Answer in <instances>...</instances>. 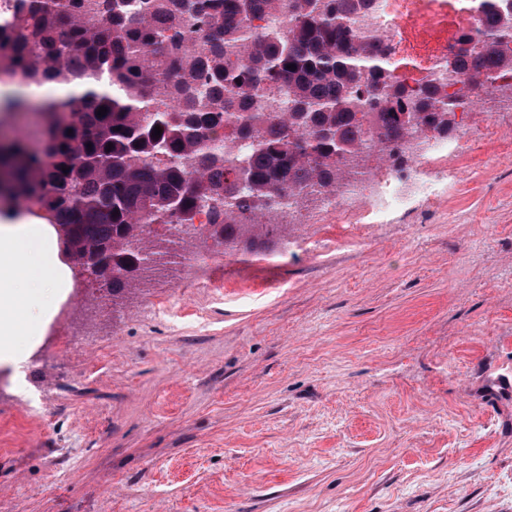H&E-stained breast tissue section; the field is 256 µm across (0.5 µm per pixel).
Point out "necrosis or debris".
Masks as SVG:
<instances>
[{
  "label": "necrosis or debris",
  "instance_id": "1",
  "mask_svg": "<svg viewBox=\"0 0 512 512\" xmlns=\"http://www.w3.org/2000/svg\"><path fill=\"white\" fill-rule=\"evenodd\" d=\"M482 0H371L351 26L357 41H385L391 48L389 65L394 78L407 89L428 84L441 95L457 99V112H471L476 88L458 67L449 65L448 49L461 34L482 29ZM460 149L453 141L423 138L414 151L410 171L396 173L390 167L351 181L343 193L330 197L312 192L311 207L320 213L341 212L350 224L360 225L353 210L357 200H368L378 211L406 205L417 191H428L433 182L447 178L448 163Z\"/></svg>",
  "mask_w": 512,
  "mask_h": 512
}]
</instances>
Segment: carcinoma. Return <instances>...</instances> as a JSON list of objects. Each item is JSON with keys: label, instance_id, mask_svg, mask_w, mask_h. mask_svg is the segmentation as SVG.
Masks as SVG:
<instances>
[{"label": "carcinoma", "instance_id": "carcinoma-1", "mask_svg": "<svg viewBox=\"0 0 512 512\" xmlns=\"http://www.w3.org/2000/svg\"><path fill=\"white\" fill-rule=\"evenodd\" d=\"M15 2L0 26V86L87 92L0 106V121L40 115L36 137L0 142V214L48 216L74 265H112L103 283L114 298L168 253L172 241L152 224L194 235L206 207L208 237L224 253H275L292 216L279 210L286 200L312 186L337 195L370 158L403 171L412 141L452 140L461 128L453 99L393 79L388 45L352 40L351 17L367 0ZM284 8L286 28L276 20ZM483 8V48L452 59L478 87L484 73L512 74L502 48L512 39V0ZM107 73L112 94L101 95L95 86Z\"/></svg>", "mask_w": 512, "mask_h": 512}]
</instances>
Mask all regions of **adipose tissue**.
Returning <instances> with one entry per match:
<instances>
[{"label": "adipose tissue", "mask_w": 512, "mask_h": 512, "mask_svg": "<svg viewBox=\"0 0 512 512\" xmlns=\"http://www.w3.org/2000/svg\"><path fill=\"white\" fill-rule=\"evenodd\" d=\"M75 273L57 225L12 210L0 216V366L22 369L67 301Z\"/></svg>", "instance_id": "1"}]
</instances>
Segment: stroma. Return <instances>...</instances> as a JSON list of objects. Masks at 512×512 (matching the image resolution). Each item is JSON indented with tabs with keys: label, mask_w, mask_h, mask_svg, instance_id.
Returning a JSON list of instances; mask_svg holds the SVG:
<instances>
[{
	"label": "stroma",
	"mask_w": 512,
	"mask_h": 512,
	"mask_svg": "<svg viewBox=\"0 0 512 512\" xmlns=\"http://www.w3.org/2000/svg\"><path fill=\"white\" fill-rule=\"evenodd\" d=\"M511 100L363 243L305 211L277 255L192 238L178 276L65 304L71 354L0 386V512H512Z\"/></svg>",
	"instance_id": "1"
}]
</instances>
